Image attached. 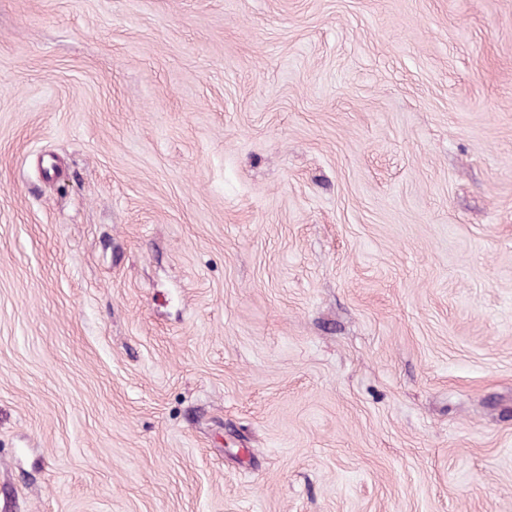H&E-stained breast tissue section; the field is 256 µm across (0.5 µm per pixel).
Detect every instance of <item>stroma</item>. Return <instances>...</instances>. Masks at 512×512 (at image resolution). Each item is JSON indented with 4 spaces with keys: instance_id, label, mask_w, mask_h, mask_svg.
I'll list each match as a JSON object with an SVG mask.
<instances>
[{
    "instance_id": "35a3bbf8",
    "label": "stroma",
    "mask_w": 512,
    "mask_h": 512,
    "mask_svg": "<svg viewBox=\"0 0 512 512\" xmlns=\"http://www.w3.org/2000/svg\"><path fill=\"white\" fill-rule=\"evenodd\" d=\"M0 512H512V0H0Z\"/></svg>"
}]
</instances>
